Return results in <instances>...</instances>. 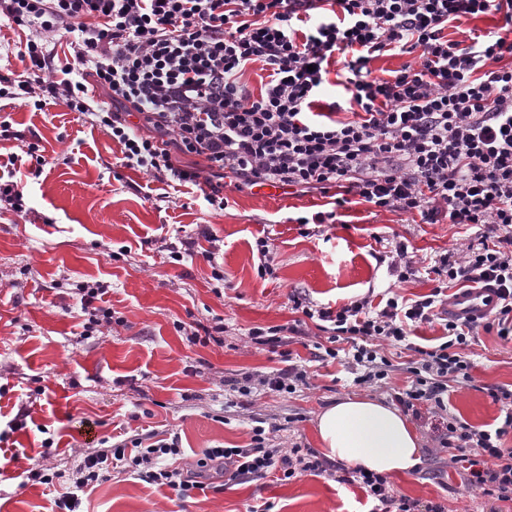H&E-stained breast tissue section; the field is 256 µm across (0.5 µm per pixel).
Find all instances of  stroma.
Returning a JSON list of instances; mask_svg holds the SVG:
<instances>
[{"label":"stroma","mask_w":512,"mask_h":512,"mask_svg":"<svg viewBox=\"0 0 512 512\" xmlns=\"http://www.w3.org/2000/svg\"><path fill=\"white\" fill-rule=\"evenodd\" d=\"M15 135L0 138V180L17 182L25 211L0 209V430L18 410L26 425L0 441V512H56L55 499L72 488V473L102 438L141 429L178 434L188 466L208 448L245 447L256 421L275 426L282 448L317 445L319 411L344 397L392 402L406 388L403 360L384 385L356 386L340 363L317 361L316 335L296 343L309 383L288 396L265 394L237 405L224 389L229 378L280 369L279 356L253 344V327L284 325L295 315L293 292L333 307L393 290L407 298L431 292L425 269L447 250L473 240L474 224L413 221L366 203L339 208L340 223L309 225L295 219L329 208V199L265 185L224 181L226 209L209 206L199 187L160 180L125 167L120 147L91 117L62 104L43 109L0 99V121ZM45 159L40 176L18 164L28 144ZM209 237H198L199 226ZM197 237L200 252L175 261L171 247ZM267 239L277 262L275 278L261 279L255 242ZM407 245L420 270L398 282L379 257ZM213 260H206V253ZM224 266L225 290L212 291V263ZM100 283L103 306L118 321L83 337L85 315L73 289ZM224 320L223 345L189 342L193 322ZM465 380L448 384L447 411L478 429L496 424L500 406L488 387L512 390V342L480 333L468 350ZM423 462L411 475L392 478L398 494L442 503L447 512H512L468 485L423 420ZM54 477L28 481L29 469ZM271 502L273 512H368L358 487L325 474L297 472L287 482H225L223 490L179 501L172 489L127 472L86 489L83 512H250Z\"/></svg>","instance_id":"1"}]
</instances>
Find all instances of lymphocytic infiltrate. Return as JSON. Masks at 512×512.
<instances>
[{
	"mask_svg": "<svg viewBox=\"0 0 512 512\" xmlns=\"http://www.w3.org/2000/svg\"><path fill=\"white\" fill-rule=\"evenodd\" d=\"M501 15L498 30L450 40V23ZM26 28L19 53L26 77L0 82V99L62 102L94 116L121 147L123 163L157 178L197 183L196 168L176 157H204L213 175L204 200L229 205L223 180L249 186L342 189L373 207L419 214L424 223L446 215L452 224H477L474 243L441 254L429 272L430 294H394L382 307L357 299L340 307L291 297L298 317L285 326L250 329L252 343L279 352L285 368L228 379L248 398L259 392L295 393L307 372L293 363L290 344L302 342L307 323H325L318 359L338 360L348 344L357 386L385 382L394 369L381 343L413 352L405 370L411 385L396 393L404 410L427 407L452 463L469 485L512 502V390L490 389L500 403L494 429L480 430L447 414L443 395L467 377L465 352L480 331L512 340V0H0V17ZM71 36L72 63L57 66L51 43ZM386 52L417 54L385 77L371 63ZM347 71L345 102L327 103L333 58ZM261 63L268 80L259 95L242 81ZM59 80H50L53 72ZM349 116L337 118L340 109ZM138 123H130V116ZM495 287L499 303L478 321L443 319L449 285ZM442 321L444 340L424 347L412 329ZM179 437L156 430L118 441L102 439L79 464L75 489L57 500L58 512H80V491L114 470L137 473L179 499L210 487L211 471L239 482L290 480L296 472L336 474L371 498V512H445L438 502L397 495L387 477L363 468L337 469L315 449L273 446L264 426L251 429L242 448H208L194 471L164 466L180 455Z\"/></svg>",
	"mask_w": 512,
	"mask_h": 512,
	"instance_id": "f902f5d3",
	"label": "lymphocytic infiltrate"
}]
</instances>
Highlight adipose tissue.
Segmentation results:
<instances>
[{"mask_svg": "<svg viewBox=\"0 0 512 512\" xmlns=\"http://www.w3.org/2000/svg\"><path fill=\"white\" fill-rule=\"evenodd\" d=\"M315 434L321 453L391 477L413 473L422 462L421 439L395 406L371 398H343L316 417Z\"/></svg>", "mask_w": 512, "mask_h": 512, "instance_id": "ef3b65f1", "label": "adipose tissue"}]
</instances>
